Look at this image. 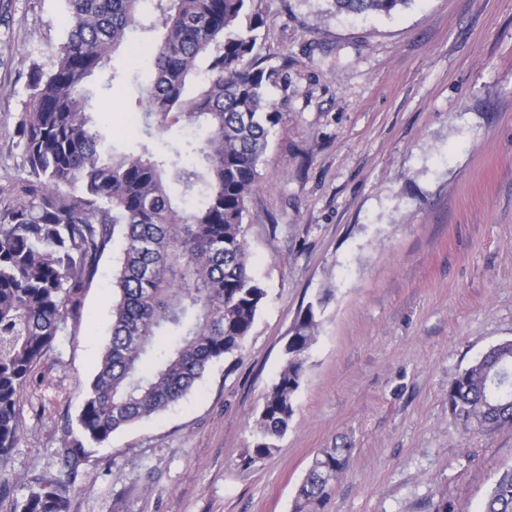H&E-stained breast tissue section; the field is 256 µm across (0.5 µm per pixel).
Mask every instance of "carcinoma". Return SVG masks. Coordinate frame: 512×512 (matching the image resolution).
<instances>
[{
  "label": "carcinoma",
  "mask_w": 512,
  "mask_h": 512,
  "mask_svg": "<svg viewBox=\"0 0 512 512\" xmlns=\"http://www.w3.org/2000/svg\"><path fill=\"white\" fill-rule=\"evenodd\" d=\"M147 0H65V33L49 65L30 68L31 99L15 134L28 177L0 199V464L18 442L17 403L37 362L96 276L116 228L123 260L113 289L110 334L77 417V437L58 448L62 468L35 479L15 512H67L85 446L183 399L214 361L234 369L267 290L251 273L244 220L272 127L267 88L278 73L256 53L255 0H154L161 37L132 53L153 71L137 104L145 133L206 127V138L159 157L129 148L99 112L91 78L106 69L133 28H156ZM336 12L389 15L409 0H332ZM196 160L182 161V153ZM194 198L181 206L167 178ZM323 298L300 310L285 362L263 396L249 468L288 431ZM448 409L470 433L512 428V340L492 347L448 385ZM352 448L313 457L294 512H320ZM483 512H512V470Z\"/></svg>",
  "instance_id": "obj_1"
}]
</instances>
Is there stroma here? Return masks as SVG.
<instances>
[{
    "label": "stroma",
    "instance_id": "35a3bbf8",
    "mask_svg": "<svg viewBox=\"0 0 512 512\" xmlns=\"http://www.w3.org/2000/svg\"><path fill=\"white\" fill-rule=\"evenodd\" d=\"M272 129L248 205L253 274L268 296L234 372L213 362L179 403L91 450L69 512H293L318 449L353 452L321 512H480L512 469V428L465 433L448 384L512 339V0H409L392 15L337 14L331 0H257ZM62 0H0V191L27 178L14 134L32 62L64 35ZM98 74L115 136L145 139L147 67ZM148 140V139H145ZM183 145L173 126L148 140ZM114 235L54 348L17 405L19 440L0 481L12 512L56 473L108 337ZM324 297L294 415L251 468L266 389L301 307Z\"/></svg>",
    "mask_w": 512,
    "mask_h": 512
}]
</instances>
